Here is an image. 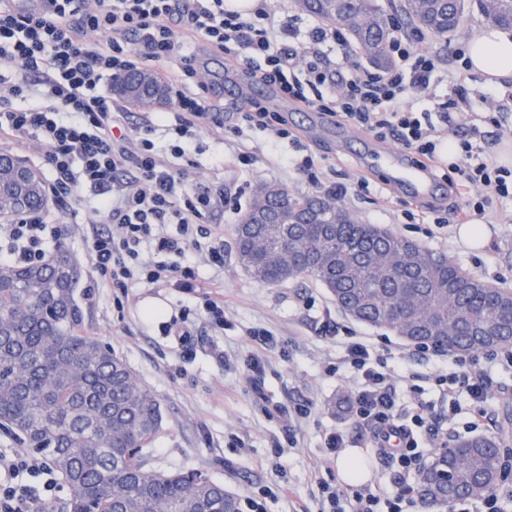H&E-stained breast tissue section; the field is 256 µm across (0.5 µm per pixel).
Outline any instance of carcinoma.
<instances>
[{
  "label": "carcinoma",
  "mask_w": 512,
  "mask_h": 512,
  "mask_svg": "<svg viewBox=\"0 0 512 512\" xmlns=\"http://www.w3.org/2000/svg\"><path fill=\"white\" fill-rule=\"evenodd\" d=\"M342 26L372 64L390 65L388 13L379 0H295ZM404 18L432 36L455 33L468 8L512 30V0H399ZM112 91L150 109L160 79L133 69ZM0 155L1 205L11 162ZM238 264L263 286L312 277L340 310L387 327L414 346L451 355L512 349V290L493 286L377 224H359L328 200L263 186L234 226ZM80 267L64 247L35 266L0 264V424L44 454L70 488L65 512H242L241 498L201 470L158 471L147 448L163 429L156 396L130 366L86 333L76 298ZM493 439L437 450L419 497L424 512L480 499L500 481Z\"/></svg>",
  "instance_id": "1"
}]
</instances>
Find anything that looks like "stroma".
I'll use <instances>...</instances> for the list:
<instances>
[{
    "label": "stroma",
    "instance_id": "stroma-1",
    "mask_svg": "<svg viewBox=\"0 0 512 512\" xmlns=\"http://www.w3.org/2000/svg\"><path fill=\"white\" fill-rule=\"evenodd\" d=\"M209 93L224 102L225 111H234L236 102L228 95V84L244 80L242 72H231L222 56L202 53ZM258 101L288 118L289 128L327 165L341 173L362 178L368 192L350 193L341 205L362 224H378L411 239L435 254L442 255L462 270L484 281L512 289V202L494 201L482 223L485 237L473 247L460 239L457 225L438 229L433 224H409L401 217L406 194L387 189V171L369 163L370 139L353 129L337 132L335 124L314 125L306 109L258 94ZM256 159L241 195L249 205L255 187L275 183L298 197L314 191L289 166L288 147L267 133L256 134ZM239 214H216L214 223L224 227V271L215 273L200 265L202 281L213 295L223 298L224 311L232 322L222 341L229 353L227 362L213 359L209 339L196 336L189 347L191 359L179 361L172 343L161 336L159 322L147 306L154 303L173 313L178 306H194L193 295L178 288H133L128 293L110 288L97 289L93 302L84 303V328L131 367L141 385L151 390L164 414L162 432L151 445L152 466L164 471L197 469L240 497L263 495V512H308L313 506L316 478L343 485L336 456L323 443L326 431H346L361 459L374 461L372 448L359 437L358 424L342 413L340 400L348 388L328 369L337 364L342 349L335 341L317 335L315 328L322 310H330L341 325L368 337L392 356L408 353L409 345L385 328H373L351 320L337 309L325 288L306 277L276 286L255 282L235 257L233 227ZM313 309H305L307 300ZM264 327L288 346L287 359L271 357L265 372L268 397L292 403L313 402L315 411L296 432L297 445L274 456L269 446L277 433V420L268 418L248 393L243 359L253 349L250 328ZM495 384L487 399L496 426L492 432L502 450L512 452V368L493 370ZM244 441L245 452H238L236 441ZM280 469H272V459Z\"/></svg>",
    "mask_w": 512,
    "mask_h": 512
}]
</instances>
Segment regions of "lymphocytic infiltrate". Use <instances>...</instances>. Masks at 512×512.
Segmentation results:
<instances>
[{"instance_id":"f902f5d3","label":"lymphocytic infiltrate","mask_w":512,"mask_h":512,"mask_svg":"<svg viewBox=\"0 0 512 512\" xmlns=\"http://www.w3.org/2000/svg\"><path fill=\"white\" fill-rule=\"evenodd\" d=\"M45 15H17L0 5V143L37 147L50 176L45 183L53 207L0 224V256L14 265L44 261L49 241L71 231L75 206L89 215L86 238L98 288L128 290L135 285L191 287L198 261L224 266V230L210 223L215 213L241 211L239 192L224 182L225 167L248 171L252 147L246 132H270L288 142L303 158L297 168L327 199L345 198V184L324 182L312 154L288 129L285 118L261 103L237 108L232 126L224 124V103L211 98L204 67L193 52L196 44L221 53L252 77L278 87L289 102L336 118L377 141L396 144L414 161L431 164L444 133L457 135L462 158L451 168L448 190L457 199L450 217L404 210L411 224H463L484 215L493 200L512 201V168L479 158L473 142L483 139L481 122H497L512 109L511 92L488 96L484 121L469 114L468 75L458 66L451 75L454 91L436 113L417 112L413 99L424 92L441 60V51L423 34L396 33L389 44L391 67L378 70L361 63L339 62L333 52H346L348 40L337 27L311 24L298 42L299 19L275 16L264 4L248 12L226 9L224 0H52ZM168 74L171 111L148 112L134 131H127L124 108L103 83L136 67ZM212 135L238 137L240 144L211 177L196 175L192 159L201 126ZM171 138L158 149L157 129ZM206 324L214 338L210 355L225 361L218 342L230 329L222 299L204 292L195 307L181 308L163 322L164 336L187 343ZM318 333L339 338L350 390L349 412L366 430L368 445L387 464L397 486L385 496L379 487L342 488L318 480L315 512H418V477L430 466L428 448H444L448 435L439 425L434 404L409 382L403 364L389 365L386 354L354 331H342L330 312H323ZM256 343L245 363L249 386L265 414L282 433L270 438L275 450L294 443L296 428L310 418L311 402L282 406L268 399L265 368L277 341L265 328L252 330ZM454 374L436 368L431 380L449 413L459 409L454 398L465 393L472 414L471 430L487 428L484 405L493 382L492 365H512V351H486L481 358L452 356ZM407 385L401 397L399 385ZM57 474L45 456L25 450L0 453V512H47Z\"/></svg>"}]
</instances>
